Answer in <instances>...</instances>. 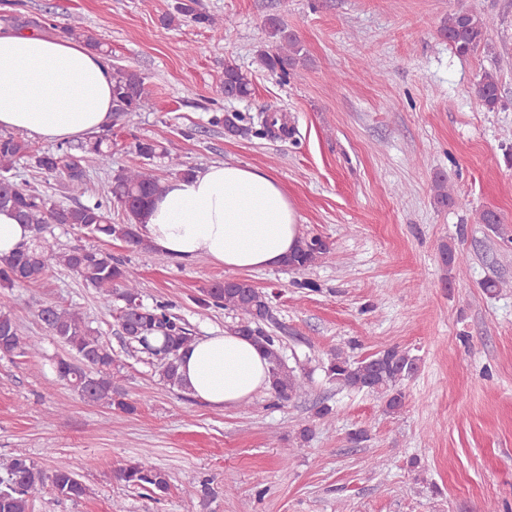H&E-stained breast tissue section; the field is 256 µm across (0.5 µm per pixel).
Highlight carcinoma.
<instances>
[{
	"instance_id": "obj_1",
	"label": "carcinoma",
	"mask_w": 512,
	"mask_h": 512,
	"mask_svg": "<svg viewBox=\"0 0 512 512\" xmlns=\"http://www.w3.org/2000/svg\"><path fill=\"white\" fill-rule=\"evenodd\" d=\"M177 15L164 17L171 25L180 15L212 30L224 27V18L202 12L198 0H180ZM269 50L259 53L260 65L285 79L305 60L298 37L288 30L279 17L266 20ZM487 21L479 14L459 10L448 14L441 35L461 55L475 53L488 46ZM71 39L84 37L82 18L72 15L62 27ZM222 88L242 98L250 95L252 82L236 64L224 63ZM475 94L485 108L493 110L500 103L499 82L495 74L486 72L477 83ZM148 102L141 74L118 68L113 72L112 112L116 118L137 112ZM230 136L251 133L265 136L273 133L274 117H266L255 130L243 124L237 112H226L215 118ZM158 144L137 140L129 146L130 162L112 170V139L107 133H94L77 146L60 144L53 151L33 149L25 138L7 131L0 132V210L11 211L19 223L28 226L32 235L12 255L0 258V354L3 356L39 353V344L23 338L12 314L11 290L33 285L50 272L64 269L85 286L93 288L101 304L112 307V299L123 303L118 323L130 343L151 355L160 368V376L171 387L187 390L178 372L180 352L194 342L187 324L171 312V305L156 302L146 305L141 299L140 283L126 263L101 248H62L53 241V226H71L98 239L122 240L132 249L151 250L139 233L140 217L152 199L165 189V181L150 167ZM34 161L44 173L62 176L65 186L78 200L64 206L37 188L15 180L13 170L23 157ZM94 160L110 174L111 194L124 208L126 222L112 223L109 200L88 192L87 164ZM435 201L448 207L454 204L453 191L443 178L435 180ZM330 253L328 244L318 236H302L296 250L283 265L295 270L305 269ZM199 302L208 307L229 309L242 315L231 330L254 339L266 353L269 362V389L279 401H290L307 392L306 377L283 364L278 337L268 333L264 325L271 321L269 294L245 278L217 282L203 290ZM39 320L50 335L67 348L70 358L57 361L58 377L91 403H102L126 414L137 411L134 402L114 383L112 367L116 359L112 347L86 321L75 306L64 307L45 303L38 311ZM420 357L408 348L389 346L368 357L355 360L344 351L331 354L325 373L342 389L367 391L378 395L384 411L397 414L405 406L403 381L419 368ZM9 482L0 484V512H31V502L38 491L47 488L55 496L79 501L89 494V487L67 467L46 472L24 454L14 456L5 467ZM116 477L127 486L142 489L157 497L169 492L170 478L166 471L147 458L134 459L120 466Z\"/></svg>"
}]
</instances>
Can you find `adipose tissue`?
<instances>
[{"instance_id": "ef3b65f1", "label": "adipose tissue", "mask_w": 512, "mask_h": 512, "mask_svg": "<svg viewBox=\"0 0 512 512\" xmlns=\"http://www.w3.org/2000/svg\"><path fill=\"white\" fill-rule=\"evenodd\" d=\"M112 121V66L83 43L0 22V128L42 140L82 138ZM154 250L208 258L229 271L281 265L300 239L278 182L250 167L215 162L168 182L142 216ZM269 364L249 338L214 331L182 350L179 373L202 402L224 408L268 386Z\"/></svg>"}]
</instances>
